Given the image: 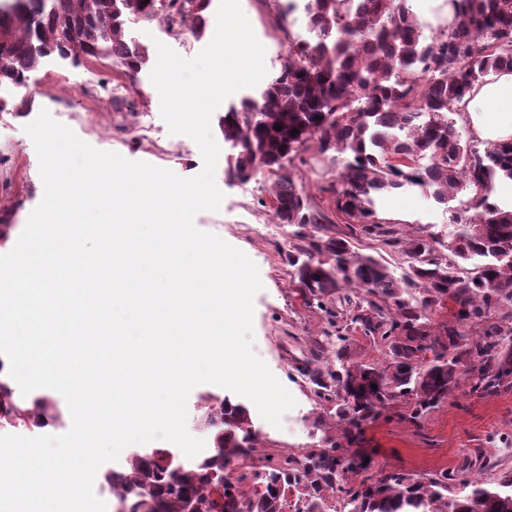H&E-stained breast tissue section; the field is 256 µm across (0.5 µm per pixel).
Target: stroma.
<instances>
[{"label": "stroma", "mask_w": 512, "mask_h": 512, "mask_svg": "<svg viewBox=\"0 0 512 512\" xmlns=\"http://www.w3.org/2000/svg\"><path fill=\"white\" fill-rule=\"evenodd\" d=\"M240 4L266 50L268 72L277 71L288 50L284 34L275 26L280 0H240ZM126 33L129 39L146 45L160 40L187 59L194 58L206 44L205 39L189 32L179 37L167 35L156 22H128ZM150 72L146 66L130 76L109 63L53 54L42 60L35 86L0 91L8 102L0 112V254L13 248L43 197L38 157L24 131L41 110H48L96 149L166 168L182 177L201 171L203 160L197 144L189 137L169 134ZM89 73L101 86H123L126 100L134 104L132 111H105L97 99L88 96L82 78ZM303 159L299 175L313 208L326 215L333 231L349 236L356 251L383 257L395 274H402L407 266L402 252L372 236L350 235L348 219L337 214L328 187L337 178L338 162L314 148L305 152ZM215 180L225 195L221 208L198 213L195 225L242 250L257 265L263 288L254 299L253 350L297 401L279 429L259 413H252L258 446L265 454H301L339 434L340 429L327 407L317 405L310 384L297 368L313 359L322 367L333 361V349H320L319 344L332 329L331 312L345 314L349 306L340 292L330 296L325 307H318L306 302L294 287L288 255L299 239L295 227L278 223L264 206L269 183L230 185L220 169ZM468 197V192L462 191L441 204L420 188L405 187L381 198L378 218L392 227L401 242L421 236L446 241L455 234V217ZM409 405V400L398 401L365 426L362 446L370 459L367 476L395 470L425 475L451 469L477 448L485 449L501 469L512 470V388L481 396L472 393L468 382H461L448 398L414 422L408 417Z\"/></svg>", "instance_id": "1"}]
</instances>
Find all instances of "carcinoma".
Here are the masks:
<instances>
[{
    "label": "carcinoma",
    "mask_w": 512,
    "mask_h": 512,
    "mask_svg": "<svg viewBox=\"0 0 512 512\" xmlns=\"http://www.w3.org/2000/svg\"><path fill=\"white\" fill-rule=\"evenodd\" d=\"M448 25L430 41L409 0H285L277 27L288 35V60L257 98L224 112L219 128L231 153L224 180L273 181L269 208L308 240L288 255L293 283L323 305L341 288L357 293L345 328L382 346L383 365L353 364L349 337L326 335L335 362L300 369L320 402L336 404L343 441L330 436L303 457H254L248 408L207 392L198 422L216 431V453L183 461L167 448L134 452L104 474L125 493L121 512H328V495L344 491L343 512H512V471L491 476L481 449L452 470L414 477L390 472L342 489L367 463L354 445L365 424L398 399H415L418 419L466 379L472 392L512 387V210L491 201L495 183L512 180V142L479 150L462 139L457 118L472 87L512 70V0H456ZM212 0H0V87H22L51 54L110 59L132 75L149 48L129 41V20H161L169 32L205 35ZM303 12L309 37L294 31ZM283 129H274L275 125ZM296 129L298 133L291 134ZM341 162L331 187L336 209L360 231L397 246L380 224L376 201L405 186L441 203L460 189L471 196L448 243L417 238L404 250L408 272L396 279L379 257L352 250L326 232L291 168L311 140ZM428 159L425 164L422 159ZM480 258L474 270L463 263ZM451 300L454 320L433 330L434 306ZM0 358V414L25 427L64 424L47 396L12 387ZM377 388H372V385ZM244 471L224 477L234 463Z\"/></svg>",
    "instance_id": "carcinoma-1"
}]
</instances>
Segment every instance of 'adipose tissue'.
<instances>
[{
	"instance_id": "1",
	"label": "adipose tissue",
	"mask_w": 512,
	"mask_h": 512,
	"mask_svg": "<svg viewBox=\"0 0 512 512\" xmlns=\"http://www.w3.org/2000/svg\"><path fill=\"white\" fill-rule=\"evenodd\" d=\"M475 135L491 143L512 141V72L505 70L476 85L464 99Z\"/></svg>"
}]
</instances>
